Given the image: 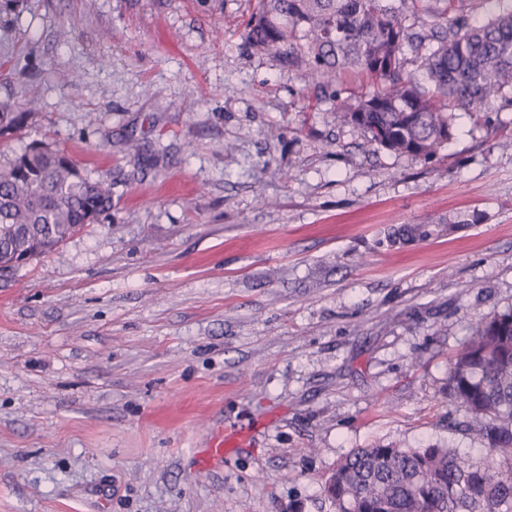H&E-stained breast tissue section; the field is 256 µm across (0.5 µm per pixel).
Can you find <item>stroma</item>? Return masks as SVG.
Returning <instances> with one entry per match:
<instances>
[{
    "mask_svg": "<svg viewBox=\"0 0 512 512\" xmlns=\"http://www.w3.org/2000/svg\"><path fill=\"white\" fill-rule=\"evenodd\" d=\"M256 7L0 0V102L37 100L0 154L112 186L0 271V512H335L354 449L479 456L448 374L512 308V105L455 111L429 160L376 149L246 45ZM245 433L241 427L213 430L209 437V448H206V462L221 460L224 457V447L238 448L243 443Z\"/></svg>",
    "mask_w": 512,
    "mask_h": 512,
    "instance_id": "1",
    "label": "stroma"
}]
</instances>
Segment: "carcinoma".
I'll return each mask as SVG.
<instances>
[{
	"mask_svg": "<svg viewBox=\"0 0 512 512\" xmlns=\"http://www.w3.org/2000/svg\"><path fill=\"white\" fill-rule=\"evenodd\" d=\"M246 44L301 72L315 99L388 153L433 158L453 112L512 103V6L478 22L460 0H258ZM419 62L421 75L406 69ZM368 89L341 98L338 80ZM26 113L0 104V135ZM112 207V187L66 153L31 143L0 163V269L54 251ZM448 395L484 441L477 460L456 449L357 448L323 492L336 512H512V309L480 321L448 375Z\"/></svg>",
	"mask_w": 512,
	"mask_h": 512,
	"instance_id": "1",
	"label": "carcinoma"
}]
</instances>
